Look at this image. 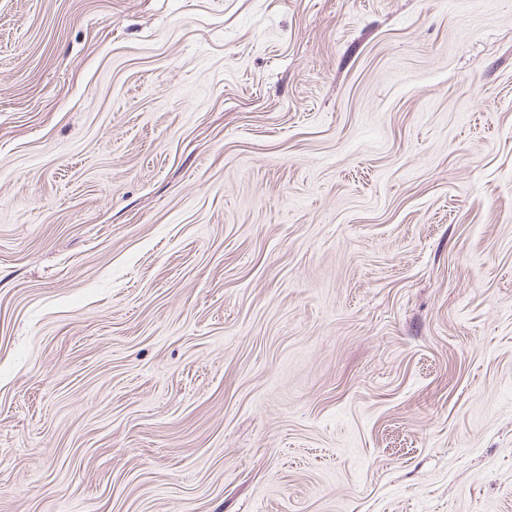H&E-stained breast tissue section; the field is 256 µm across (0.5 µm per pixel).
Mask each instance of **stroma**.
<instances>
[{
    "mask_svg": "<svg viewBox=\"0 0 512 512\" xmlns=\"http://www.w3.org/2000/svg\"><path fill=\"white\" fill-rule=\"evenodd\" d=\"M0 512H512V0H0Z\"/></svg>",
    "mask_w": 512,
    "mask_h": 512,
    "instance_id": "stroma-1",
    "label": "stroma"
}]
</instances>
